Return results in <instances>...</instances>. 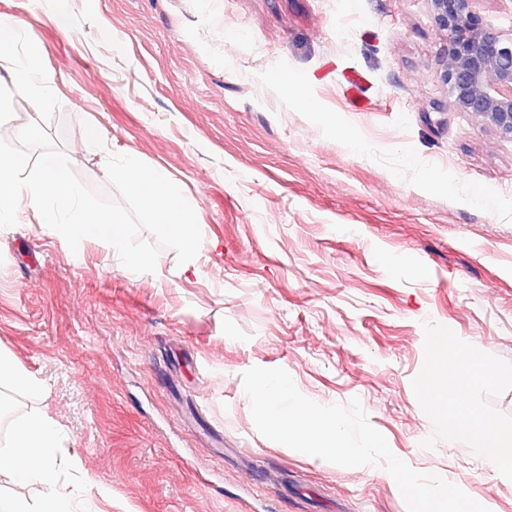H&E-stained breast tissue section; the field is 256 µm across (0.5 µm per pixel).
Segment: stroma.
Returning <instances> with one entry per match:
<instances>
[{"instance_id": "obj_1", "label": "stroma", "mask_w": 512, "mask_h": 512, "mask_svg": "<svg viewBox=\"0 0 512 512\" xmlns=\"http://www.w3.org/2000/svg\"><path fill=\"white\" fill-rule=\"evenodd\" d=\"M55 5L0 0L54 77L40 109L14 87L0 125H38L113 201L105 152L162 167L203 239L197 273L165 249L134 274L101 241L0 229V349L47 386L0 388V443L13 419H55L61 479L102 486L100 512H407L385 469L258 433L242 375L280 367L512 512V479L449 444L418 392L430 337L451 333L492 371L468 406L512 427V139L455 110L430 0H68L65 34Z\"/></svg>"}]
</instances>
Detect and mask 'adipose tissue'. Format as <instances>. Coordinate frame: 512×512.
Wrapping results in <instances>:
<instances>
[{"mask_svg":"<svg viewBox=\"0 0 512 512\" xmlns=\"http://www.w3.org/2000/svg\"><path fill=\"white\" fill-rule=\"evenodd\" d=\"M22 19L0 14V112L10 110L9 90L24 86L37 103H46L53 78L40 64L42 49L30 44L22 52L14 47L22 38ZM21 44V43H20ZM431 354L449 353L457 359L454 367L442 373L426 371L418 383L424 407L434 413L440 434L449 443L463 444L493 466L512 459V434L498 429L492 420L474 414L464 406V399L479 381L491 372L480 352L465 346L451 335L431 337ZM65 435L50 418L31 413L12 421L9 439L0 445V475L18 485L39 487L36 500L0 499V512H89L74 493L58 481V451Z\"/></svg>","mask_w":512,"mask_h":512,"instance_id":"ef3b65f1","label":"adipose tissue"}]
</instances>
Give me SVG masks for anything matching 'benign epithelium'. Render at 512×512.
<instances>
[{
    "instance_id": "benign-epithelium-1",
    "label": "benign epithelium",
    "mask_w": 512,
    "mask_h": 512,
    "mask_svg": "<svg viewBox=\"0 0 512 512\" xmlns=\"http://www.w3.org/2000/svg\"><path fill=\"white\" fill-rule=\"evenodd\" d=\"M474 0H431L437 28L448 36L442 81L454 108L512 138V36L489 30Z\"/></svg>"
}]
</instances>
